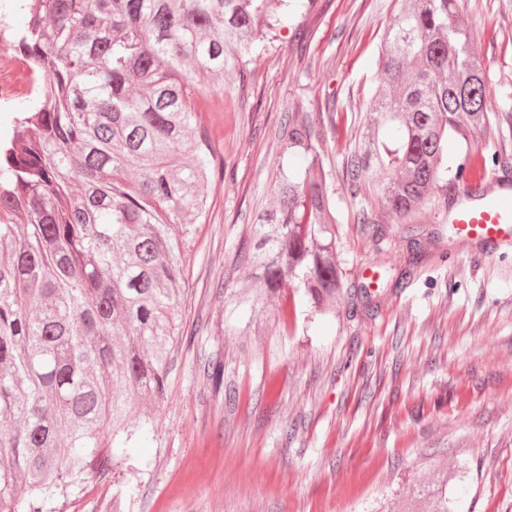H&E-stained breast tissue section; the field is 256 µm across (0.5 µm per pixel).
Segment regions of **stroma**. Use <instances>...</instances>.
I'll return each instance as SVG.
<instances>
[{
    "label": "stroma",
    "instance_id": "stroma-1",
    "mask_svg": "<svg viewBox=\"0 0 512 512\" xmlns=\"http://www.w3.org/2000/svg\"><path fill=\"white\" fill-rule=\"evenodd\" d=\"M399 7L312 0L250 57L243 83L219 97L199 79L196 119L234 177L213 174L205 216L177 243L185 280L167 394L145 436L42 512H369L410 497L435 465L457 474L454 512H512V250L477 258L453 242L447 189L404 221L374 197L354 203L344 175ZM458 22L486 69L490 125L470 145L449 142L448 156L498 157L494 175L512 163V0H462ZM298 106L337 130L322 160L343 284L379 281L367 303L343 297L325 316L302 303L283 320L282 298L250 309L234 296L252 243L240 216L273 205L289 163L281 124ZM363 206L381 230L359 222ZM405 222L426 234L424 253L409 251Z\"/></svg>",
    "mask_w": 512,
    "mask_h": 512
}]
</instances>
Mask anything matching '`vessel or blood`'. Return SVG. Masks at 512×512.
Instances as JSON below:
<instances>
[{"mask_svg": "<svg viewBox=\"0 0 512 512\" xmlns=\"http://www.w3.org/2000/svg\"><path fill=\"white\" fill-rule=\"evenodd\" d=\"M448 221L458 242L482 253L512 246V183L494 177L464 182L448 205Z\"/></svg>", "mask_w": 512, "mask_h": 512, "instance_id": "b4317fda", "label": "vessel or blood"}]
</instances>
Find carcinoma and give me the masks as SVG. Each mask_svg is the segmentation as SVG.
Returning a JSON list of instances; mask_svg holds the SVG:
<instances>
[{
  "mask_svg": "<svg viewBox=\"0 0 512 512\" xmlns=\"http://www.w3.org/2000/svg\"><path fill=\"white\" fill-rule=\"evenodd\" d=\"M460 0H408L385 34L350 194L400 218L442 184L482 175L453 164L448 139L489 125L490 92ZM299 0H46L23 39L49 100L32 97L0 144V512H41L115 437L164 398L182 258L172 238L204 217L217 154L191 103L194 82L244 81L247 58ZM298 107L282 123L276 204L251 225L250 284L264 303L297 283L313 312L336 310L343 275L322 164L328 138ZM131 170L136 186L125 183ZM428 512H451L448 479L422 486Z\"/></svg>",
  "mask_w": 512,
  "mask_h": 512,
  "instance_id": "1",
  "label": "carcinoma"
}]
</instances>
